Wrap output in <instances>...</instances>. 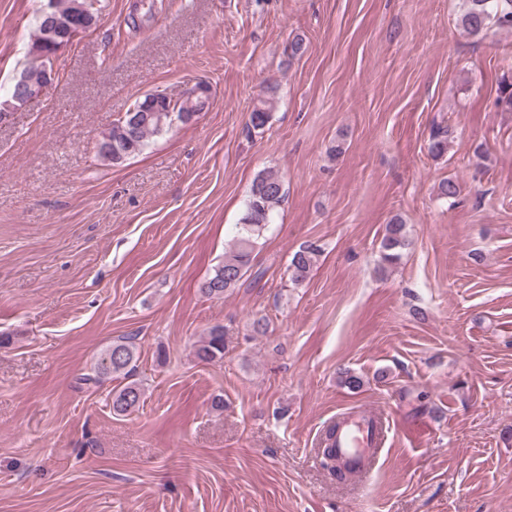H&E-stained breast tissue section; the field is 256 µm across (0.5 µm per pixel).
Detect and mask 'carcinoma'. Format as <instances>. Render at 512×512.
I'll return each mask as SVG.
<instances>
[{"instance_id": "carcinoma-1", "label": "carcinoma", "mask_w": 512, "mask_h": 512, "mask_svg": "<svg viewBox=\"0 0 512 512\" xmlns=\"http://www.w3.org/2000/svg\"><path fill=\"white\" fill-rule=\"evenodd\" d=\"M56 11L52 21L62 29L80 24L88 18V11L100 14L103 8L101 0H54ZM467 8L460 15L459 26L470 36H479L492 24L512 28V0H466ZM56 49L44 47L37 56H27L23 70L39 80L45 67H53ZM186 100L173 97L164 92L149 93L143 99L135 100L112 126L101 133L96 143V157L112 165H119L127 158L141 153L150 138L168 129L174 120H182V111ZM273 98L261 101L250 115V126L259 130L266 126L271 118ZM452 139L449 127L438 124L431 130L428 143L429 153L439 158L448 153ZM462 192V185L455 179L442 180L438 185V194L443 198L455 199ZM284 197V186L279 175L267 170L254 180L246 208L238 225L237 235L232 247L224 255L213 274L202 284L201 292L208 297L222 298L224 293L240 286L248 273L252 254L259 238L271 223L273 212ZM411 245L406 225L398 218H392L385 225L380 246V261L394 265L401 259L402 251ZM321 247L308 243L296 251L289 263L290 280L299 285L304 282L318 257ZM195 358L203 364L224 360V327L213 326L195 346ZM139 360L136 346L129 337L118 338L100 354L96 363L95 375L83 378L85 383L97 385L105 379H122L124 383L112 390V411L117 416L127 415L140 407L143 402L144 388L135 379ZM334 428L327 429L321 464L331 473H336V454L330 445Z\"/></svg>"}]
</instances>
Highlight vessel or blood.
<instances>
[{"label":"vessel or blood","instance_id":"1","mask_svg":"<svg viewBox=\"0 0 512 512\" xmlns=\"http://www.w3.org/2000/svg\"><path fill=\"white\" fill-rule=\"evenodd\" d=\"M385 438L380 415L357 411L341 421L336 431V446L348 462L351 475L365 474L369 458L383 446Z\"/></svg>","mask_w":512,"mask_h":512}]
</instances>
